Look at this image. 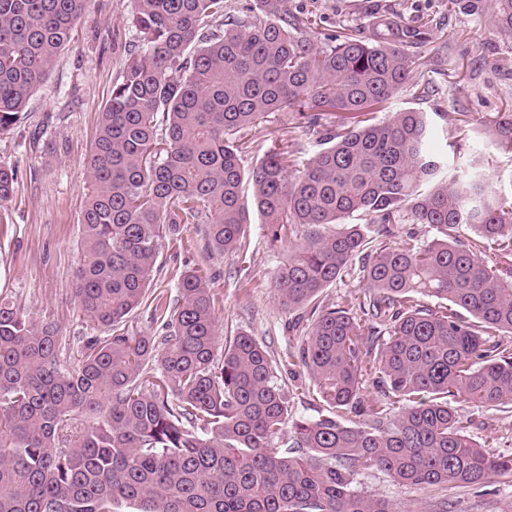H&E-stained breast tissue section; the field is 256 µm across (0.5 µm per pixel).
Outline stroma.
Segmentation results:
<instances>
[{
	"mask_svg": "<svg viewBox=\"0 0 512 512\" xmlns=\"http://www.w3.org/2000/svg\"><path fill=\"white\" fill-rule=\"evenodd\" d=\"M290 7L314 12L323 33L362 28L370 14L380 11L429 21L428 41L420 46L429 65L413 75L412 85L387 104V111L445 113L438 126L448 137L437 140V147L447 148L449 158L462 168L469 163L472 147H479L498 187H512V155L499 151L490 139L474 145L456 131L458 113H468L474 127L483 129L512 108V71L491 67L498 59L512 61V39L501 36L494 26L491 0H479L477 8L466 13L450 10L448 0H290ZM131 8V0H88L69 45L30 98L20 121L0 135V163L20 170L8 204L10 220L0 223V297L30 320L56 324L62 338L61 364L70 370L81 358L79 336L93 327L73 294L81 255L86 162L100 114L123 70L125 49L137 41L129 21ZM416 83L428 85V93L415 95ZM271 121L285 131L284 143L297 160H307L319 150L317 135L299 127L294 113L274 114ZM249 218L246 251L214 257L202 252L204 225H181L177 239L162 241L150 287L175 296L182 272L196 270L215 296L219 333H248L284 359L297 353L302 332L295 325V313L281 305L273 279L303 236L292 228L282 241L274 242L257 211H250ZM460 410L474 419L470 434L487 451L512 448L511 415H494L469 404ZM354 486L387 501L393 512H419L444 494L438 486L398 485L376 470L357 475ZM454 509L512 512V481L498 482L491 494L457 489Z\"/></svg>",
	"mask_w": 512,
	"mask_h": 512,
	"instance_id": "stroma-1",
	"label": "stroma"
}]
</instances>
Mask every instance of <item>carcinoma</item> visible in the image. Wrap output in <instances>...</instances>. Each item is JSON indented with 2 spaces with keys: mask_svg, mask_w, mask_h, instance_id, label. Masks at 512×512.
I'll use <instances>...</instances> for the list:
<instances>
[{
  "mask_svg": "<svg viewBox=\"0 0 512 512\" xmlns=\"http://www.w3.org/2000/svg\"><path fill=\"white\" fill-rule=\"evenodd\" d=\"M86 3L0 0V134ZM132 3L138 44L100 114L75 273L81 310L110 333L83 337L68 371L56 325L0 302V512H393L355 477L449 491L512 480V451L487 452L456 408L512 411V193L445 169L430 113L377 116L427 67L412 51L423 25L377 12L322 38L289 0H254L244 19L225 0ZM493 20L512 38V0H494ZM275 112L325 147L302 163L271 147L246 183V134ZM488 134L512 154V111ZM17 180L0 165V207ZM245 186L271 240L303 230L274 288L288 311L309 309L296 360L328 407L316 418L291 412L283 360L254 337L224 338L216 358L214 295L196 271L175 298L148 296L180 225H206L211 254L244 248ZM391 224L437 237L387 243ZM358 254L363 286L313 305ZM145 304L158 331L125 330Z\"/></svg>",
  "mask_w": 512,
  "mask_h": 512,
  "instance_id": "carcinoma-1",
  "label": "carcinoma"
}]
</instances>
